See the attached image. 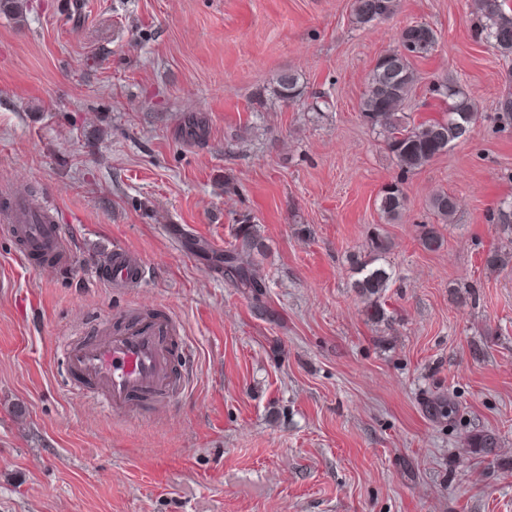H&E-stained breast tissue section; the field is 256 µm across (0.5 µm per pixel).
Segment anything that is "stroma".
<instances>
[{
	"mask_svg": "<svg viewBox=\"0 0 512 512\" xmlns=\"http://www.w3.org/2000/svg\"><path fill=\"white\" fill-rule=\"evenodd\" d=\"M68 2L0 11V211L32 189L74 249L58 275L0 232V512H512V267L486 265L512 252V58L469 0H398L363 28L353 0ZM415 22L438 41L409 112L451 79L479 118L407 174L387 224L398 170L358 105ZM441 189L449 224L428 205ZM243 214L267 247L260 304L212 260ZM374 232L392 271L379 323L352 288ZM115 245L144 258L140 288L92 277ZM128 310L176 317L191 346L164 412L100 408L61 359ZM479 432L496 448L471 447ZM280 97L285 101H295L302 95L300 76L294 71H283L276 79ZM429 207L443 223L449 224L456 213V197L445 190L436 191L430 197Z\"/></svg>",
	"mask_w": 512,
	"mask_h": 512,
	"instance_id": "35a3bbf8",
	"label": "stroma"
}]
</instances>
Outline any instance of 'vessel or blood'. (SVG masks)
<instances>
[{
	"mask_svg": "<svg viewBox=\"0 0 512 512\" xmlns=\"http://www.w3.org/2000/svg\"><path fill=\"white\" fill-rule=\"evenodd\" d=\"M9 213L8 223L0 229L17 235L22 260L43 258L54 262L61 273L71 271L73 254L64 225L39 223L36 212L21 199L11 200ZM94 275L112 288H135L144 282L147 265L139 255L115 246ZM183 343L170 317L139 316L94 340L66 339L64 356L70 368L98 385L102 407L129 413L136 396L149 394L160 412L168 406V391L180 383L175 355Z\"/></svg>",
	"mask_w": 512,
	"mask_h": 512,
	"instance_id": "obj_1",
	"label": "vessel or blood"
}]
</instances>
